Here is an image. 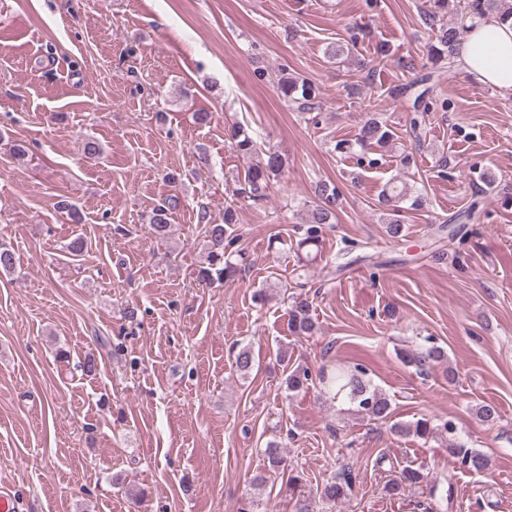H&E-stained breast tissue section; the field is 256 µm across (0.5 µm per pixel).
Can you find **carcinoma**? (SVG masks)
<instances>
[{"label":"carcinoma","mask_w":512,"mask_h":512,"mask_svg":"<svg viewBox=\"0 0 512 512\" xmlns=\"http://www.w3.org/2000/svg\"><path fill=\"white\" fill-rule=\"evenodd\" d=\"M450 0H433V10L427 14L426 23L437 29L434 46V57L450 65L453 63L456 45L459 42L458 28L442 22V17L448 14ZM461 4L460 23L476 16H484L494 12L503 19L512 18V0H456ZM281 94L303 112L314 108L317 99V89L309 81L286 76L281 79ZM233 138L238 153L245 159L257 153L256 143L244 129H237ZM392 138V131L387 125L375 118H369L361 127L358 142L362 145L373 143L383 145ZM285 164V158L279 152L269 149L265 157L255 164L248 165L244 175V187L241 192L255 200L267 198L271 179L279 174ZM318 203L310 212L309 225L298 249L308 246H318L325 226L333 223L336 191L326 184L318 186ZM178 199L171 196L159 204L149 219L151 233L163 239L169 232V213L176 208ZM237 224V211L233 205L224 207V223L205 225L204 233L208 243L206 266L200 270L202 281L213 284L235 278L241 273V267L227 248L235 243L231 237L233 227ZM289 328L295 336L310 335L315 329V321L311 315L309 298L295 296L289 312ZM401 359L421 375L431 372L437 365L447 361L448 354L444 348L434 344L413 349L402 354ZM236 370L244 377L249 376L255 369V360L250 347L240 348L234 356ZM367 367L362 363H349L338 366L336 373L330 378L329 386L336 389V394L343 396L351 406V410L369 420L387 422L392 419L393 409L390 398L381 390L371 386L366 380ZM391 430L400 437L413 436L424 441L432 438H442L448 442V455L454 458L460 467L471 472H482L488 467V458L477 448H470L460 440L456 424L448 419H432L421 417L414 421L394 422ZM268 468L276 472L284 467V458L279 443L270 442L264 450ZM428 481V472L423 465L404 466L397 478L386 485L390 495H402L405 491L422 485ZM352 486L351 470L344 468L320 489V497L326 502H334L344 496Z\"/></svg>","instance_id":"cac0c4a2"}]
</instances>
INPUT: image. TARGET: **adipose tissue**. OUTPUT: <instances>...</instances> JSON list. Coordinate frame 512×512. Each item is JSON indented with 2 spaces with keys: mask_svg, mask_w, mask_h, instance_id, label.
<instances>
[{
  "mask_svg": "<svg viewBox=\"0 0 512 512\" xmlns=\"http://www.w3.org/2000/svg\"><path fill=\"white\" fill-rule=\"evenodd\" d=\"M456 60L477 84L512 95V19L489 14L469 21Z\"/></svg>",
  "mask_w": 512,
  "mask_h": 512,
  "instance_id": "1",
  "label": "adipose tissue"
}]
</instances>
